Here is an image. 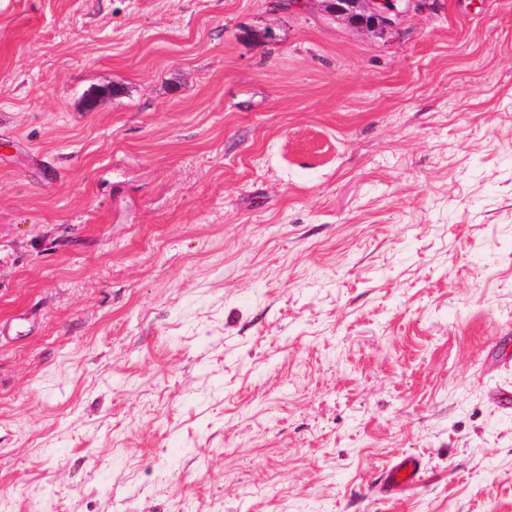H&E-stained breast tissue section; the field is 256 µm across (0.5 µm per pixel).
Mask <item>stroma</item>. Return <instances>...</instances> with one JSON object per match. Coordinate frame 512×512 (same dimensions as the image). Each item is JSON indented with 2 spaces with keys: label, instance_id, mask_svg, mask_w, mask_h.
<instances>
[{
  "label": "stroma",
  "instance_id": "35a3bbf8",
  "mask_svg": "<svg viewBox=\"0 0 512 512\" xmlns=\"http://www.w3.org/2000/svg\"><path fill=\"white\" fill-rule=\"evenodd\" d=\"M499 336L512 0H0V512H512ZM327 12L345 17L360 27L387 28L398 25L411 12L431 9L435 0H322ZM346 1V2H339ZM407 470V476L402 478L399 473ZM421 466L415 457H406L389 468L383 475L382 487L385 492H396L416 484L420 479Z\"/></svg>",
  "mask_w": 512,
  "mask_h": 512
}]
</instances>
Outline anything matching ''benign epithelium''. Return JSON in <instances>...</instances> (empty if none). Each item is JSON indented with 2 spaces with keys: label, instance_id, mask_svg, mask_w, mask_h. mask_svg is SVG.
Wrapping results in <instances>:
<instances>
[{
  "label": "benign epithelium",
  "instance_id": "1",
  "mask_svg": "<svg viewBox=\"0 0 512 512\" xmlns=\"http://www.w3.org/2000/svg\"><path fill=\"white\" fill-rule=\"evenodd\" d=\"M327 12L360 27L387 28L408 14L432 8L435 0H323Z\"/></svg>",
  "mask_w": 512,
  "mask_h": 512
}]
</instances>
